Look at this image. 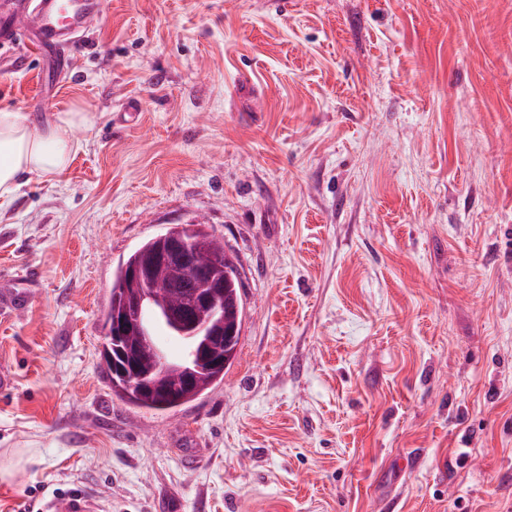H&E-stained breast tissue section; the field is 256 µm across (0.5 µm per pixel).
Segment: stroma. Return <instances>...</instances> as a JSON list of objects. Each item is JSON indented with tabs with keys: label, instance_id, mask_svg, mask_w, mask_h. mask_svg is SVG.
Here are the masks:
<instances>
[{
	"label": "stroma",
	"instance_id": "1",
	"mask_svg": "<svg viewBox=\"0 0 512 512\" xmlns=\"http://www.w3.org/2000/svg\"><path fill=\"white\" fill-rule=\"evenodd\" d=\"M39 75L1 59L0 107L96 122L0 208V283L36 279L0 320V512H512V0H105ZM194 220L238 357L136 408L113 272ZM102 509V506L83 496L73 495L56 500L51 512H99Z\"/></svg>",
	"mask_w": 512,
	"mask_h": 512
}]
</instances>
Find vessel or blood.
<instances>
[{
  "label": "vessel or blood",
  "instance_id": "obj_1",
  "mask_svg": "<svg viewBox=\"0 0 512 512\" xmlns=\"http://www.w3.org/2000/svg\"><path fill=\"white\" fill-rule=\"evenodd\" d=\"M102 0H0V48L19 45L13 66L23 70L30 56L51 61L55 71L68 69L71 51L98 17ZM33 277L0 285V319L26 308ZM51 512H100L99 505L73 495L56 500Z\"/></svg>",
  "mask_w": 512,
  "mask_h": 512
}]
</instances>
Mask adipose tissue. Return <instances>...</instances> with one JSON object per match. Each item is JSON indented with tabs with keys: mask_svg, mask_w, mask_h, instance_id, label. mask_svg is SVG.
I'll list each match as a JSON object with an SVG mask.
<instances>
[{
	"mask_svg": "<svg viewBox=\"0 0 512 512\" xmlns=\"http://www.w3.org/2000/svg\"><path fill=\"white\" fill-rule=\"evenodd\" d=\"M94 123V114L81 108L47 119L0 108V206L13 199L23 176L65 172L79 149L74 130Z\"/></svg>",
	"mask_w": 512,
	"mask_h": 512,
	"instance_id": "ef3b65f1",
	"label": "adipose tissue"
}]
</instances>
